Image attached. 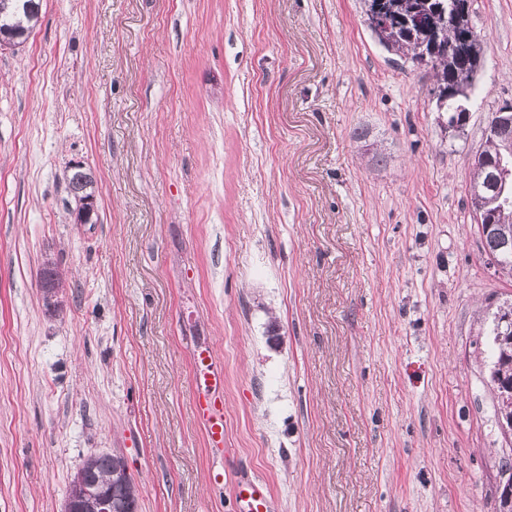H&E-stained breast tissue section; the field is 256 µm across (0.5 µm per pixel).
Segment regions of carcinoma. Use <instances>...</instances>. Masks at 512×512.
I'll return each instance as SVG.
<instances>
[{
    "label": "carcinoma",
    "instance_id": "1",
    "mask_svg": "<svg viewBox=\"0 0 512 512\" xmlns=\"http://www.w3.org/2000/svg\"><path fill=\"white\" fill-rule=\"evenodd\" d=\"M439 3L448 0H387L389 13L394 17H410L432 11ZM40 0H0V18L6 21L12 34L10 44L20 45L28 39L32 24L39 21ZM435 23L443 31L451 52L433 60L430 70L436 79L437 88L446 89L447 96L437 95L436 110L449 113V121L461 116L459 109L467 102L472 91L476 73L483 55V41L470 25L469 12L457 18L448 14L434 16ZM377 42L387 51L402 56L411 63L419 57V30L415 25L405 26L392 22L388 26L372 30ZM503 154L500 140L488 137L484 148L475 160L471 183L486 186L487 164ZM68 190L76 203L81 204L94 194V177L83 167H74L67 176ZM474 221L478 222L481 234L485 235L484 251L495 252L499 240L497 231L504 218L512 216V207L498 210V207L485 206L481 199L471 197ZM495 348L492 381L496 385L512 386V344L499 340L496 330H491ZM79 480H71L68 496L77 498L83 495V487L99 486L112 492V508L115 512H138V489L134 478L128 472L123 455L117 451L90 455L76 471Z\"/></svg>",
    "mask_w": 512,
    "mask_h": 512
}]
</instances>
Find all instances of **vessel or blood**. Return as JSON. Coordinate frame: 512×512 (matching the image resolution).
Returning a JSON list of instances; mask_svg holds the SVG:
<instances>
[{
  "mask_svg": "<svg viewBox=\"0 0 512 512\" xmlns=\"http://www.w3.org/2000/svg\"><path fill=\"white\" fill-rule=\"evenodd\" d=\"M194 360L196 369L192 386L205 421L208 440L219 448L224 444V369L216 362L213 348L208 344L198 348ZM234 498L239 512H273V496L262 481L248 477L241 479Z\"/></svg>",
  "mask_w": 512,
  "mask_h": 512,
  "instance_id": "vessel-or-blood-1",
  "label": "vessel or blood"
}]
</instances>
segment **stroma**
<instances>
[{"instance_id":"obj_1","label":"stroma","mask_w":512,"mask_h":512,"mask_svg":"<svg viewBox=\"0 0 512 512\" xmlns=\"http://www.w3.org/2000/svg\"><path fill=\"white\" fill-rule=\"evenodd\" d=\"M469 13L483 56L452 128L360 0H42L0 48V512H61L113 449L139 512H234L242 477L277 512H498L488 326L512 277L469 185L512 106V0ZM77 162L100 223L69 212ZM192 386L197 395L200 413L205 421L207 436L214 447L224 445V369L214 356L211 345H201L195 353Z\"/></svg>"}]
</instances>
